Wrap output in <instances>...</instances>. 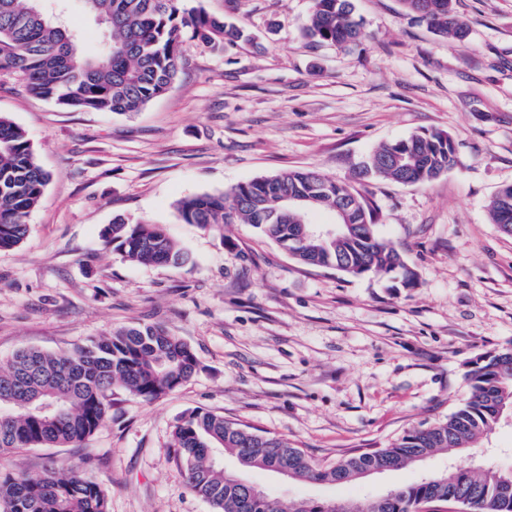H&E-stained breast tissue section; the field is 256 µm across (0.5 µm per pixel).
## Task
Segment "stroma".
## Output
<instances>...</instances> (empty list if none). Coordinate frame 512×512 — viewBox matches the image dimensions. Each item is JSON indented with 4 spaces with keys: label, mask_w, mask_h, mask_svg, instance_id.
<instances>
[{
    "label": "stroma",
    "mask_w": 512,
    "mask_h": 512,
    "mask_svg": "<svg viewBox=\"0 0 512 512\" xmlns=\"http://www.w3.org/2000/svg\"><path fill=\"white\" fill-rule=\"evenodd\" d=\"M353 49L301 32L311 0H184L247 33L214 54L189 41L175 87L131 116L79 112L0 82V114L23 129L50 181L30 231L0 252V358L58 352L112 329L163 325L198 370L153 402L113 391L111 418L83 447L21 448L0 468L80 471L109 512H212L169 446L174 421L203 409L287 438L323 464L384 448L445 420L466 397L467 364L512 349V237L487 204L512 184V0H453L466 40L436 35L401 0H354ZM91 50L82 0H47ZM448 133L462 165L429 183L364 182L355 165L380 143ZM284 169L353 184L377 207L380 237L418 276L352 278L295 261L248 224L205 231L175 203ZM162 225L192 257L141 265L103 246L115 215ZM468 462L512 467V423L465 456L338 487L267 470L246 479L283 504L376 498Z\"/></svg>",
    "instance_id": "stroma-1"
}]
</instances>
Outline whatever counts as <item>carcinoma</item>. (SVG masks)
Masks as SVG:
<instances>
[{"label": "carcinoma", "instance_id": "obj_1", "mask_svg": "<svg viewBox=\"0 0 512 512\" xmlns=\"http://www.w3.org/2000/svg\"><path fill=\"white\" fill-rule=\"evenodd\" d=\"M41 2L0 0V81H19L31 93L75 111L140 112L179 79L185 41L221 53L224 44L244 35L228 19L188 10L182 0H82L102 26L99 49L91 53ZM402 2L439 35L467 36L469 23L453 12L450 0ZM353 12V0H312L302 33L317 43L356 46L364 32ZM460 165L452 138L426 131L380 144L362 162L360 174L366 181L416 184ZM318 176L308 169L282 170L224 194L181 198L176 210L184 223L204 229L250 224L305 265L331 267L353 278L390 277L401 270L402 287H414L415 275L400 253L375 232V208L348 183L326 178L330 188L315 210L334 213L348 202L351 224L332 238L294 242L306 210L293 207L285 215L278 210V199L313 190ZM48 179L24 131L0 115V251L17 247L27 236V219ZM487 209L491 222L512 235L511 184L496 192ZM101 239L122 258L139 264L188 261L187 252L148 220L132 224L119 215L102 230ZM196 371L191 347L156 324L118 328L66 351L20 349L0 360V454L16 448L79 447L107 422L113 389L152 402ZM466 379L469 393L446 420L410 430L386 448L352 455L327 468L284 438L203 410L175 421L171 447L189 487L214 512H410L423 502L446 501L450 494L469 512H512V470L491 464L478 471L459 464L449 475L428 474L379 499H301L285 509L269 494L256 496L252 486L238 482L237 474L224 470L216 459L227 452L242 469L276 466L292 479L344 485L369 471L422 461L441 449L466 452L512 412V355L504 351L476 356L468 363ZM0 512H107V497L99 484L76 471L49 469L33 480L0 470Z\"/></svg>", "mask_w": 512, "mask_h": 512}]
</instances>
